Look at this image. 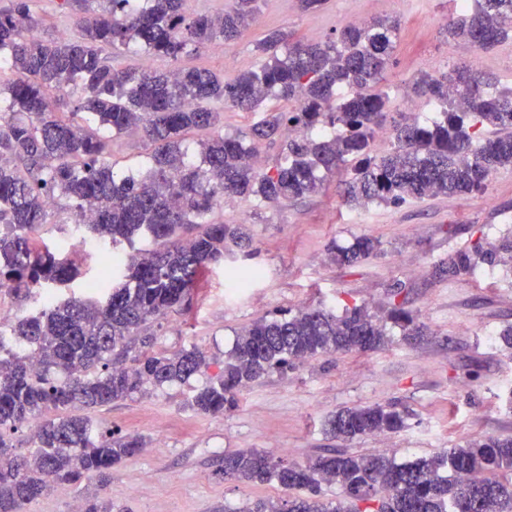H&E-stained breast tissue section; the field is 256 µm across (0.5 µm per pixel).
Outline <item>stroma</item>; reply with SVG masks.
<instances>
[{"label": "stroma", "instance_id": "obj_1", "mask_svg": "<svg viewBox=\"0 0 512 512\" xmlns=\"http://www.w3.org/2000/svg\"><path fill=\"white\" fill-rule=\"evenodd\" d=\"M30 8L44 22L42 37L76 36L74 14L58 0H31ZM457 14L456 0H327L317 13L302 11L299 0H261L238 40L190 53L180 64L229 82L255 65L254 44L268 30L320 41L373 17H396L401 31L384 82L390 112L402 111L415 76L452 63L512 85V38L488 50L458 45L445 31ZM339 180L329 176L318 194L282 206L242 200L215 209L214 220L248 227L251 249L225 255L207 270L187 310L150 325L155 350L195 344L220 359L242 327L304 303L339 311L364 306L380 316L397 305L426 325L425 335L407 340L392 326L383 350L320 356L264 376L221 415L191 409L200 376L92 410L98 430L136 432L149 443L113 468L105 495L115 505L128 512H241L258 499H285L277 484L231 481L218 472L225 453L266 451L274 442L290 462H305L322 448L354 455L388 449L405 462L478 436L512 435V348L498 341L512 326V268L448 274L457 251L512 233V168L497 171L481 194L389 206L345 204ZM360 236L379 241L376 255L351 267L331 262L332 246ZM250 265L261 267L262 277L241 294H226V269ZM375 403L407 410L404 428L353 441L328 433L339 409ZM95 485L90 479L56 486L25 512H71Z\"/></svg>", "mask_w": 512, "mask_h": 512}]
</instances>
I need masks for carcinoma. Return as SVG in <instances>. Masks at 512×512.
<instances>
[{"label":"carcinoma","instance_id":"carcinoma-1","mask_svg":"<svg viewBox=\"0 0 512 512\" xmlns=\"http://www.w3.org/2000/svg\"><path fill=\"white\" fill-rule=\"evenodd\" d=\"M62 2L84 9L74 39L39 36L29 0L0 4V65L12 72L0 85V289L26 301L38 288L79 275L68 251L38 244L50 199H66L78 225L90 216L86 233H75L79 244L106 253L108 266L94 282V296L55 300L0 330V512H23L55 486L84 477L104 483L112 468L146 448L138 433L95 430L83 410L185 382L217 365L191 408L219 415L251 383L297 362L384 349L389 321L405 336L421 335L422 326L401 308L384 319L361 306L340 315L307 306L243 327L220 362L196 345L150 350L147 325L188 307L201 276L224 261L228 245L250 246L242 225L212 220L224 198L279 206L319 192L342 169L345 203L399 205L480 194L492 174L512 168V87L493 86L468 66L414 79L409 94L434 101L440 118L400 115L391 124L393 147L373 152L375 131L388 120L380 84L400 33L396 18L349 25L316 43L270 31L255 43L254 68L226 83L199 69H114L104 52L134 43L147 57L176 63L241 37L259 0H236L217 16L187 13L186 0ZM460 13L450 33L464 44L483 50L512 36V0H471ZM75 93L66 119L61 101ZM271 100L294 106L269 109L247 134L216 130L219 113L211 103L251 111ZM283 127L298 133L283 143L275 165L251 164L259 141ZM206 129L213 135L190 151L189 133ZM125 135L139 136L148 149L136 177L120 176L112 161V137ZM139 235L155 247L135 248ZM378 246L359 237L333 248L331 260L354 266ZM480 264L512 265V235L457 252L448 274L470 276ZM33 420V451L18 454L6 432ZM404 425L405 412L390 404L344 408L328 421L345 441ZM221 474L288 490L286 502L257 500L244 512H512V435L475 437L408 463L385 452L337 448L302 465L265 451H236L224 455ZM332 485L344 498L326 502L323 487Z\"/></svg>","mask_w":512,"mask_h":512}]
</instances>
